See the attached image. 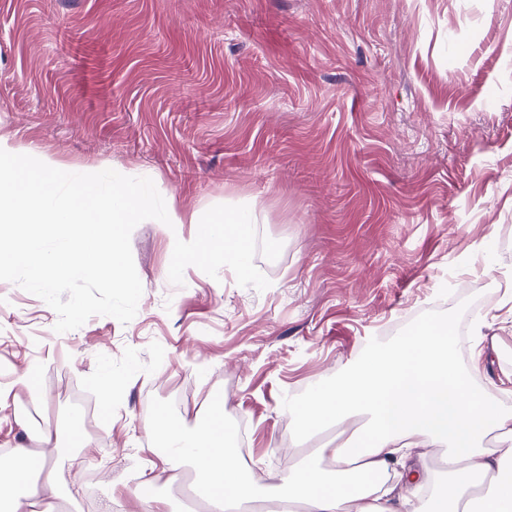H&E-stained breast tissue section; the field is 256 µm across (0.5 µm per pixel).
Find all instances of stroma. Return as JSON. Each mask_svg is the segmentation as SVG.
I'll list each match as a JSON object with an SVG mask.
<instances>
[{"label": "stroma", "instance_id": "1", "mask_svg": "<svg viewBox=\"0 0 512 512\" xmlns=\"http://www.w3.org/2000/svg\"><path fill=\"white\" fill-rule=\"evenodd\" d=\"M0 144L57 169L152 179L197 224H138L136 316L56 333L0 281V387L37 363L16 414L45 447L65 512L108 470L109 512L160 496V410L196 429L211 396L247 428L244 472L291 476L288 414L371 349L446 322L456 360L512 408V0H0ZM241 211L245 272L197 226ZM93 398L64 434L76 391Z\"/></svg>", "mask_w": 512, "mask_h": 512}]
</instances>
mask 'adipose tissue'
<instances>
[{
    "label": "adipose tissue",
    "instance_id": "adipose-tissue-1",
    "mask_svg": "<svg viewBox=\"0 0 512 512\" xmlns=\"http://www.w3.org/2000/svg\"><path fill=\"white\" fill-rule=\"evenodd\" d=\"M250 227L236 212L203 232L220 243L238 269H245ZM224 401L212 397L210 420L223 417ZM297 430L362 418L360 431L336 447L316 449L313 460L288 481L269 486L242 473L230 461L233 433L208 424L185 430L160 412L155 435L168 469L189 465L210 512H227L235 501L268 504V512H512V411L489 400L459 367L447 324L427 323L389 346L371 351L338 385L319 389L290 407ZM495 447H486L487 436ZM50 445L36 433L31 443L12 448L0 468V504L9 512H36L61 493L54 479L33 480L48 468L32 443ZM442 451L438 471L413 472L407 462ZM420 475L430 485L422 501L400 491L401 480Z\"/></svg>",
    "mask_w": 512,
    "mask_h": 512
}]
</instances>
